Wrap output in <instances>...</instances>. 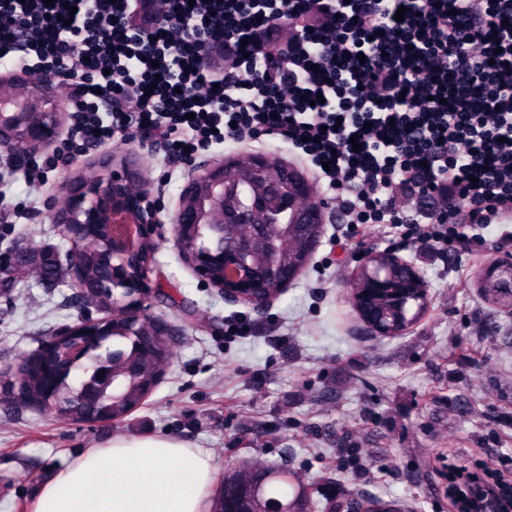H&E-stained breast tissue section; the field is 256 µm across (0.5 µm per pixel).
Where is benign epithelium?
<instances>
[{
    "mask_svg": "<svg viewBox=\"0 0 512 512\" xmlns=\"http://www.w3.org/2000/svg\"><path fill=\"white\" fill-rule=\"evenodd\" d=\"M56 76L35 74L27 70L10 76V90H0V155L14 159L20 153L19 142L27 152L50 144L57 136L60 112L50 90ZM137 173L127 162L116 163L107 158L93 180L72 178L66 184L68 202L49 215L50 222L63 225L73 247L66 252L70 284L79 288L77 250L74 247L80 231L87 224L105 222L111 230L102 238V258L109 271L112 310L133 322L143 324L151 336H168L173 325L163 316L149 312L148 273L142 266L128 274V266L145 241H151L158 230L169 226L171 243L178 258L204 284L215 288L231 302L248 303L254 289L265 291L258 305L263 309L281 294L288 281L279 275L258 270L244 262L253 252L256 235L243 237L228 250L215 253L198 248L183 233L187 224H324L329 208L322 199L302 207L300 198H308L311 186L295 168L258 153L219 159L191 170L177 207L160 218L162 208L146 203V195L135 190ZM376 255L369 253L361 265L355 301L363 302L365 320L373 321L369 299L386 284L387 273L374 266ZM87 352L81 347L67 352L48 340L41 356L30 368L51 376L63 358L82 359Z\"/></svg>",
    "mask_w": 512,
    "mask_h": 512,
    "instance_id": "obj_1",
    "label": "benign epithelium"
}]
</instances>
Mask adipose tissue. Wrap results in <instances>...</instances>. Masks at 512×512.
<instances>
[{"instance_id":"obj_1","label":"adipose tissue","mask_w":512,"mask_h":512,"mask_svg":"<svg viewBox=\"0 0 512 512\" xmlns=\"http://www.w3.org/2000/svg\"><path fill=\"white\" fill-rule=\"evenodd\" d=\"M214 465L186 443L116 435L46 483L34 512H206Z\"/></svg>"}]
</instances>
